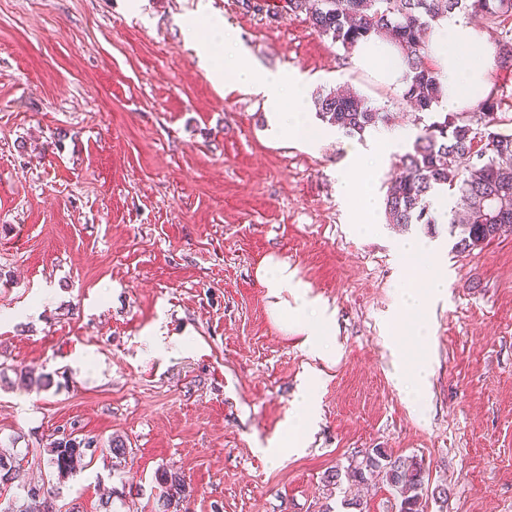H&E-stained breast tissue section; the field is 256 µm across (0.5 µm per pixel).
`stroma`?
<instances>
[{
    "label": "stroma",
    "instance_id": "35a3bbf8",
    "mask_svg": "<svg viewBox=\"0 0 512 512\" xmlns=\"http://www.w3.org/2000/svg\"><path fill=\"white\" fill-rule=\"evenodd\" d=\"M200 15L310 96L347 87L395 112L406 138L377 197L419 131L287 0H0V439L35 454L59 428L97 437L65 481L26 469L58 512L108 495L157 512L162 467L190 483L188 512H397L384 479L326 481L372 448L417 457L447 489L424 512H512V233L460 254L444 224L355 223L347 135L271 140L262 98L201 67L196 44L217 37L187 38ZM407 238L434 243L448 278L425 321L400 313L408 355L433 366L415 406L385 333L412 281ZM272 255L335 308V358L275 320L256 278ZM21 367L54 382L27 387ZM311 367L315 431L270 460Z\"/></svg>",
    "mask_w": 512,
    "mask_h": 512
}]
</instances>
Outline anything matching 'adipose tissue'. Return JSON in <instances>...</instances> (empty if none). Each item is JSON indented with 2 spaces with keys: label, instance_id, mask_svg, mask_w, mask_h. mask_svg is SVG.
<instances>
[{
  "label": "adipose tissue",
  "instance_id": "adipose-tissue-1",
  "mask_svg": "<svg viewBox=\"0 0 512 512\" xmlns=\"http://www.w3.org/2000/svg\"><path fill=\"white\" fill-rule=\"evenodd\" d=\"M435 68L443 76L447 90L443 99L447 111L464 112L491 90L485 36L463 14L451 13L440 18L431 29L428 52ZM352 69L369 72L378 83L391 91L404 89L405 66L398 49L375 37L354 51ZM208 66L228 90H254L262 93L269 115L270 134L276 140L318 143L325 135L304 110L305 86L301 78L282 71H270L256 65L243 46H236L224 60L209 59ZM402 140L401 133L369 132L362 141L346 146L348 175L342 176L345 196L358 200L360 223L376 219L377 199L373 193L374 177ZM256 276L271 299V309L283 327L305 336L310 353L319 359L330 357L329 345L335 334L336 312L326 301L315 296L308 284L296 277L287 261L269 257L256 271ZM424 285L403 289L400 309L425 316L430 299L443 295L448 288L446 278L423 269Z\"/></svg>",
  "mask_w": 512,
  "mask_h": 512
}]
</instances>
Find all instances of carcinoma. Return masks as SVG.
Wrapping results in <instances>:
<instances>
[{
	"label": "carcinoma",
	"instance_id": "obj_1",
	"mask_svg": "<svg viewBox=\"0 0 512 512\" xmlns=\"http://www.w3.org/2000/svg\"><path fill=\"white\" fill-rule=\"evenodd\" d=\"M288 9L302 13L311 26L352 53L370 36L391 39L401 51L407 71V89L402 100L415 111V120L438 104L444 86L437 69L428 62L430 21L455 10H469L493 26L512 13V0H288ZM317 115L348 136H364L379 125H389L392 113L373 105L356 91L319 95ZM501 101L489 94L481 102L487 123L497 127ZM402 172L387 187L384 210L390 224H433L430 197L443 189L457 200V210L448 219L454 249L471 252L498 237L512 224V128L495 131L473 127L470 119L450 112L443 120L425 124L412 148L399 158ZM19 380L38 388L51 385L48 374L19 370ZM97 438L75 431H60L48 444L43 463L58 478L72 475L95 455ZM15 466L0 469V485L21 490L0 512H57L55 500L43 487L21 480L24 458L0 448V460ZM359 483L382 476L400 499L399 512H422L429 489V472L414 456L393 457L383 448H373L356 465L348 466ZM160 488L159 512H181L192 488L185 476L171 469L155 473Z\"/></svg>",
	"mask_w": 512,
	"mask_h": 512
}]
</instances>
